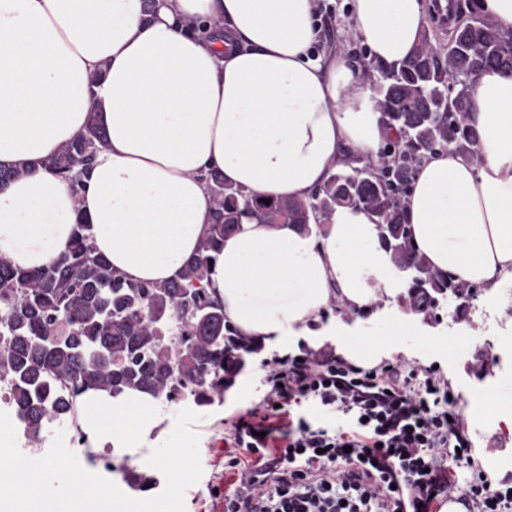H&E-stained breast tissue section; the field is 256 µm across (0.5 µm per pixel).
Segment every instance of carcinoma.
<instances>
[{
    "label": "carcinoma",
    "instance_id": "carcinoma-1",
    "mask_svg": "<svg viewBox=\"0 0 512 512\" xmlns=\"http://www.w3.org/2000/svg\"><path fill=\"white\" fill-rule=\"evenodd\" d=\"M458 22L448 31L435 14L409 56L396 70L363 68L375 93L383 123L395 132L382 157L328 174L306 199H260L208 174L212 222L181 276L165 283H138L112 269L92 243V227L76 225L73 240L40 270L16 268L0 260V398L14 411L24 437L37 443L48 428L75 418L77 398L101 390L117 398L140 393L173 400L185 394L206 405L221 399L248 359L263 349L242 336L224 316V303L210 282L224 237L245 221L292 224L319 230L339 207L367 214L378 243L406 283L402 305L425 320L438 317L452 295L466 315L478 288L432 268L418 253L409 224L407 198L427 154L452 150L481 163L474 150L472 78L487 68L512 73V36L503 35L476 0H453ZM106 142L97 112L85 130L43 163L82 187L75 168L88 170ZM132 489L156 479L124 462L105 460Z\"/></svg>",
    "mask_w": 512,
    "mask_h": 512
}]
</instances>
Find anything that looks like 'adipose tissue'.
<instances>
[{"instance_id":"adipose-tissue-1","label":"adipose tissue","mask_w":512,"mask_h":512,"mask_svg":"<svg viewBox=\"0 0 512 512\" xmlns=\"http://www.w3.org/2000/svg\"><path fill=\"white\" fill-rule=\"evenodd\" d=\"M318 0H0V163L29 172L0 189V260L35 270L69 246L77 221L134 282L175 278L205 237L204 177L260 197L306 198L347 158L377 157L389 132L374 93L342 51L313 57ZM423 0H352L368 60L397 66L425 26ZM98 82H91L92 74ZM481 164L453 151L425 159L408 222L436 269L480 288L489 314L512 328V75L471 84ZM100 112L107 140L81 191L42 160ZM211 286L238 331L271 347L287 336H333L344 358L374 365L334 305L398 331L418 316L379 308L400 272L363 212L337 209L309 235L243 224L227 237ZM84 447L152 446L158 400L88 391L77 401Z\"/></svg>"}]
</instances>
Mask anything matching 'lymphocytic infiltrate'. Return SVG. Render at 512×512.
<instances>
[{
  "label": "lymphocytic infiltrate",
  "mask_w": 512,
  "mask_h": 512,
  "mask_svg": "<svg viewBox=\"0 0 512 512\" xmlns=\"http://www.w3.org/2000/svg\"><path fill=\"white\" fill-rule=\"evenodd\" d=\"M264 409H248L232 429L248 464L225 512H429L457 475L448 453L470 460L467 420L433 370L356 367L321 352L265 362ZM315 398L353 414L352 428L328 433L291 423L294 406ZM472 512H512V485L467 480Z\"/></svg>",
  "instance_id": "1"
}]
</instances>
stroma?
<instances>
[{
	"instance_id": "stroma-1",
	"label": "stroma",
	"mask_w": 512,
	"mask_h": 512,
	"mask_svg": "<svg viewBox=\"0 0 512 512\" xmlns=\"http://www.w3.org/2000/svg\"><path fill=\"white\" fill-rule=\"evenodd\" d=\"M319 4L322 38L315 46V55L340 47L352 63H365V49L349 20V0H319ZM450 311V306H441L438 321L427 324L426 329L444 340H464L466 352L455 349L448 353L433 351L423 343L421 337L395 335L387 321L378 320L366 324L369 337L381 342L394 340L398 347L397 352L382 355L380 364L398 363L408 368L434 369L437 378L457 395V408L462 412L467 411L472 400L479 397L512 405V381L506 379L507 374H512V367L505 365L499 352L505 326L486 312L484 302L479 298L470 305L471 316L478 319L476 328L453 321ZM337 350L336 339L332 336H318L311 340L303 336H289L277 349H264L262 354L249 359L233 386L225 391L223 400L199 407L192 396L185 395L166 402L165 430H172L173 416L181 409H197L201 416L194 430L200 438L203 476L199 483L186 491V512H215L225 496L231 494L236 469L233 453L224 446V437L240 413L264 403L269 391L265 381V361L276 356L320 351L334 353ZM465 433L472 443L471 467L491 474L494 480L512 484V435H491L471 427L466 428Z\"/></svg>"
}]
</instances>
